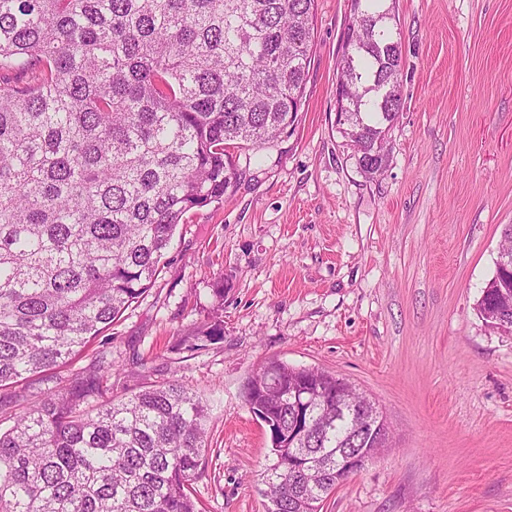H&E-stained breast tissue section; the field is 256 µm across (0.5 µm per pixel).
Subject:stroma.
<instances>
[{
  "mask_svg": "<svg viewBox=\"0 0 512 512\" xmlns=\"http://www.w3.org/2000/svg\"><path fill=\"white\" fill-rule=\"evenodd\" d=\"M404 108L364 175L335 119L349 0H316L306 96L246 174L185 215L155 286L84 351L8 391L0 426L98 354L109 394L169 378L210 406L202 512H266L268 426L246 378L271 358L347 378L388 448L321 512H512V335L476 309L512 224V0H397ZM223 286L224 301L213 290ZM224 334L198 338L204 324Z\"/></svg>",
  "mask_w": 512,
  "mask_h": 512,
  "instance_id": "35a3bbf8",
  "label": "stroma"
}]
</instances>
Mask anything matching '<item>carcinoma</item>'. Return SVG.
<instances>
[{
  "label": "carcinoma",
  "mask_w": 512,
  "mask_h": 512,
  "mask_svg": "<svg viewBox=\"0 0 512 512\" xmlns=\"http://www.w3.org/2000/svg\"><path fill=\"white\" fill-rule=\"evenodd\" d=\"M395 4L351 0L336 73L368 175L403 108ZM314 18L315 0H0V390L66 363L150 291L184 215L241 180L229 146L260 151L295 124ZM476 307L512 318V272ZM273 365L302 396L266 387ZM111 371L95 358L0 430V512H200L209 405L174 378L110 399ZM244 393L274 411L261 494L275 512H319L352 478L336 453L381 452L328 371L269 361Z\"/></svg>",
  "instance_id": "1"
}]
</instances>
